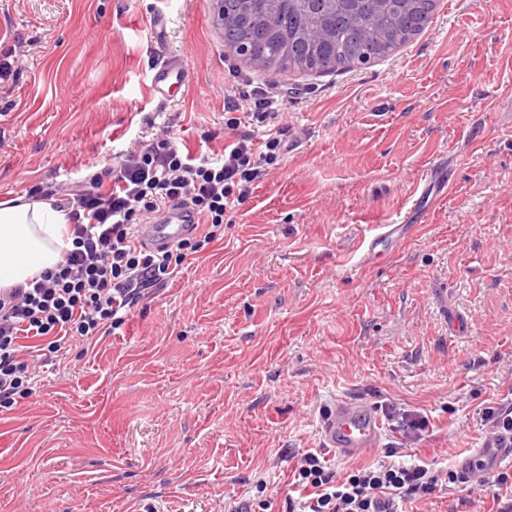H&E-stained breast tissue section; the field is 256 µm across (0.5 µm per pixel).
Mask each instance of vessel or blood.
<instances>
[{"label": "vessel or blood", "instance_id": "1", "mask_svg": "<svg viewBox=\"0 0 512 512\" xmlns=\"http://www.w3.org/2000/svg\"><path fill=\"white\" fill-rule=\"evenodd\" d=\"M187 68L176 55L164 56L156 64L151 78V90L155 96H165L167 88L184 82ZM451 180L446 163L436 165L422 188V195L440 197ZM197 217L188 215L186 209L172 207L166 210L157 223L147 225L142 237L155 244L175 242L186 236ZM410 233L405 222L381 224L370 246L395 247ZM385 429L377 407L361 398H345L333 401L324 413L318 430L319 445L341 459L367 455L380 447ZM512 465V438L492 436L480 448L457 459L456 472L462 482H470L478 476H489L502 468Z\"/></svg>", "mask_w": 512, "mask_h": 512}]
</instances>
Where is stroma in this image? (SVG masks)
Here are the masks:
<instances>
[{
  "mask_svg": "<svg viewBox=\"0 0 512 512\" xmlns=\"http://www.w3.org/2000/svg\"><path fill=\"white\" fill-rule=\"evenodd\" d=\"M214 0H0V200L98 175L168 127L223 153L224 101L278 96L288 148L224 237L113 333L70 339L0 410V512H288L295 469L393 458L437 474L512 393V0H439L424 33L367 69L260 71L225 48ZM188 83L150 89L162 54ZM447 160L446 199L381 259L380 224ZM372 399L381 448L322 452L319 418ZM427 419L412 432L402 418ZM512 487L443 483L406 512H497Z\"/></svg>",
  "mask_w": 512,
  "mask_h": 512,
  "instance_id": "stroma-1",
  "label": "stroma"
}]
</instances>
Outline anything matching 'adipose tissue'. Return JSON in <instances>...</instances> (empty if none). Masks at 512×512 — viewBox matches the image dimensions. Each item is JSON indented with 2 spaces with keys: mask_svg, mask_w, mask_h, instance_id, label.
Returning <instances> with one entry per match:
<instances>
[{
  "mask_svg": "<svg viewBox=\"0 0 512 512\" xmlns=\"http://www.w3.org/2000/svg\"><path fill=\"white\" fill-rule=\"evenodd\" d=\"M72 238L63 211L48 200H0V291L53 268Z\"/></svg>",
  "mask_w": 512,
  "mask_h": 512,
  "instance_id": "ef3b65f1",
  "label": "adipose tissue"
}]
</instances>
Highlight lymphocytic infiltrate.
Segmentation results:
<instances>
[{
	"instance_id": "obj_1",
	"label": "lymphocytic infiltrate",
	"mask_w": 512,
	"mask_h": 512,
	"mask_svg": "<svg viewBox=\"0 0 512 512\" xmlns=\"http://www.w3.org/2000/svg\"><path fill=\"white\" fill-rule=\"evenodd\" d=\"M279 98L258 91L246 111L225 105L224 124L233 140L216 156L193 155L168 135L124 154L110 189L95 180L72 181L63 202L74 247L50 270L25 285L0 291V408L34 394L38 376L24 359L19 337L46 340L60 351L66 338L92 340L119 328L132 308L162 286L188 256L217 241L226 213L242 205L261 168L282 150V131L271 127ZM263 128L240 132L242 121ZM163 206H185L202 233L151 249L138 240L139 223ZM298 480L305 494L288 500V512H400L406 500L431 494L435 474L420 464L389 462L337 477L317 455H305Z\"/></svg>"
}]
</instances>
